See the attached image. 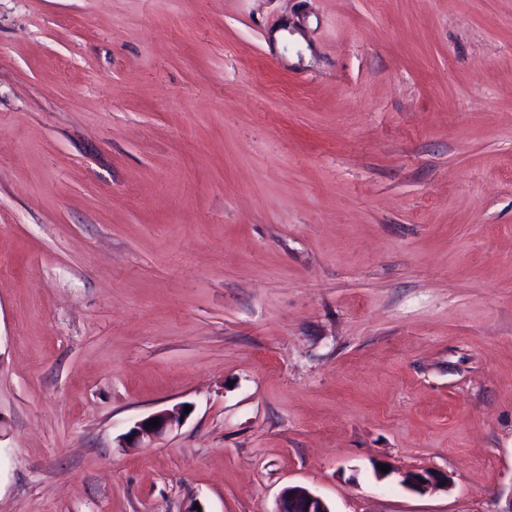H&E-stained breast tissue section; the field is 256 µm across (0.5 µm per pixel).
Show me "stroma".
Listing matches in <instances>:
<instances>
[{
  "label": "stroma",
  "mask_w": 512,
  "mask_h": 512,
  "mask_svg": "<svg viewBox=\"0 0 512 512\" xmlns=\"http://www.w3.org/2000/svg\"><path fill=\"white\" fill-rule=\"evenodd\" d=\"M289 485L512 512V0H0V512ZM184 410L181 407L166 409L156 412L144 420L136 423L135 427L129 432L134 438L140 442L143 438H157L164 434L167 430L176 425H180L183 417ZM159 420L160 424L157 427L147 426L149 421ZM402 483L410 490L415 492H423L428 489H435L440 487L443 483L448 484V475L429 470V469H416L407 471L402 475ZM419 478L424 480V483L419 481Z\"/></svg>",
  "instance_id": "stroma-1"
}]
</instances>
